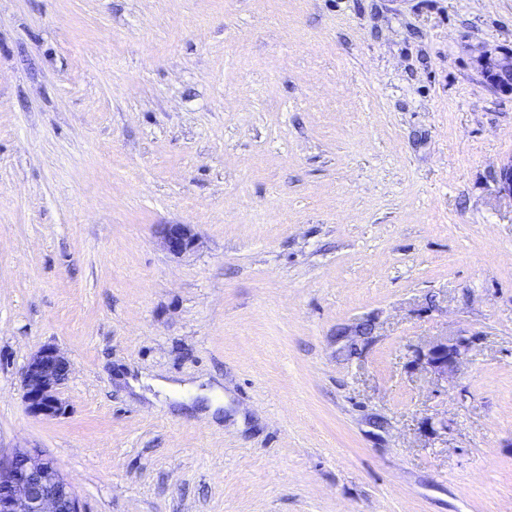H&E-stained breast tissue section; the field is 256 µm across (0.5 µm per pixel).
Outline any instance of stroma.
<instances>
[{"label": "stroma", "mask_w": 512, "mask_h": 512, "mask_svg": "<svg viewBox=\"0 0 512 512\" xmlns=\"http://www.w3.org/2000/svg\"><path fill=\"white\" fill-rule=\"evenodd\" d=\"M510 49L512 0H0V453L84 512H512ZM481 67L487 80L503 92H512V51L485 56ZM191 224H160L156 234L169 254L179 257L199 245V237ZM466 346L464 339L453 343L448 342V339L436 341L420 353L419 360L438 379L448 381V377L455 373ZM72 368L69 356L51 345L41 347L29 357L22 373V387L30 411L46 418L64 413L59 395Z\"/></svg>", "instance_id": "1"}]
</instances>
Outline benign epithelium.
Masks as SVG:
<instances>
[{
	"mask_svg": "<svg viewBox=\"0 0 512 512\" xmlns=\"http://www.w3.org/2000/svg\"><path fill=\"white\" fill-rule=\"evenodd\" d=\"M487 80L503 92H512V51L483 58ZM499 193L512 200V160L502 165L497 179ZM160 245L179 257L199 245L190 224H160ZM467 342L436 341L422 351L419 360L441 380L457 368ZM73 362L60 349L47 345L35 351L22 373L23 398L30 411L46 418L64 413L60 390L72 373ZM0 512H83L80 501L54 463L37 451L17 449L0 460Z\"/></svg>",
	"mask_w": 512,
	"mask_h": 512,
	"instance_id": "benign-epithelium-1",
	"label": "benign epithelium"
}]
</instances>
